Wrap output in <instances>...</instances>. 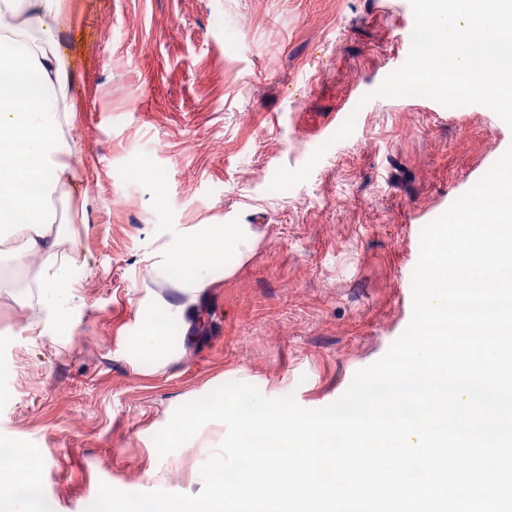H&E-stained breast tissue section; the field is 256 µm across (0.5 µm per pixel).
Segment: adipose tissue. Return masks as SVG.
Masks as SVG:
<instances>
[{
  "mask_svg": "<svg viewBox=\"0 0 512 512\" xmlns=\"http://www.w3.org/2000/svg\"><path fill=\"white\" fill-rule=\"evenodd\" d=\"M70 11L71 0H0V14L14 17L12 26L0 27V261L40 256L39 285L63 328L72 325V258L60 250L53 201L80 191L58 103L72 74L59 49ZM247 243L241 225H208L179 238L167 264L193 286ZM40 474L36 456L16 448L10 467L0 469V512H54L40 493Z\"/></svg>",
  "mask_w": 512,
  "mask_h": 512,
  "instance_id": "adipose-tissue-1",
  "label": "adipose tissue"
}]
</instances>
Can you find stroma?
Masks as SVG:
<instances>
[{
	"mask_svg": "<svg viewBox=\"0 0 512 512\" xmlns=\"http://www.w3.org/2000/svg\"><path fill=\"white\" fill-rule=\"evenodd\" d=\"M75 2L60 45L73 67L64 133L87 191L61 227L77 242L73 329L54 328L41 289L0 277V441L40 458L55 512H85L103 482L197 489L225 425L168 457L153 438L227 382L310 410L337 401L410 323L423 227L512 143L479 104L344 108L408 57L409 0ZM322 145L305 182L271 190ZM157 170L164 181L147 179ZM222 222L247 225L249 247L184 285L169 247ZM149 315L177 320L162 362L125 350Z\"/></svg>",
	"mask_w": 512,
	"mask_h": 512,
	"instance_id": "35a3bbf8",
	"label": "stroma"
}]
</instances>
